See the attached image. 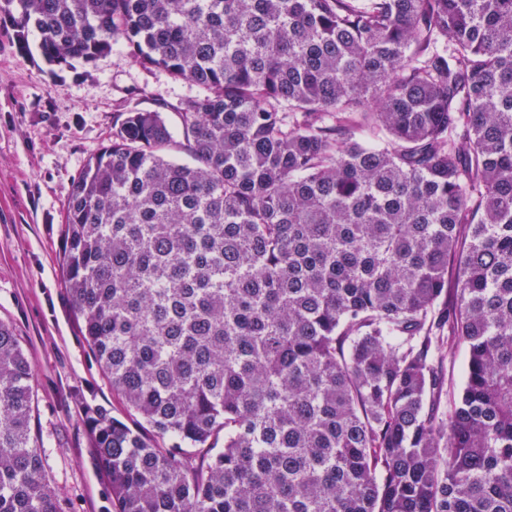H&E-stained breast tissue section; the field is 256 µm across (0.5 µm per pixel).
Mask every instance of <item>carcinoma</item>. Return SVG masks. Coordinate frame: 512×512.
Returning <instances> with one entry per match:
<instances>
[{
    "label": "carcinoma",
    "mask_w": 512,
    "mask_h": 512,
    "mask_svg": "<svg viewBox=\"0 0 512 512\" xmlns=\"http://www.w3.org/2000/svg\"><path fill=\"white\" fill-rule=\"evenodd\" d=\"M19 6L50 64L204 90L178 141L120 113L66 208L113 512H512V0ZM33 377L0 323V512H62Z\"/></svg>",
    "instance_id": "1"
}]
</instances>
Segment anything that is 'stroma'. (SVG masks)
<instances>
[{"label": "stroma", "mask_w": 512, "mask_h": 512, "mask_svg": "<svg viewBox=\"0 0 512 512\" xmlns=\"http://www.w3.org/2000/svg\"><path fill=\"white\" fill-rule=\"evenodd\" d=\"M26 47L0 13V321L34 367V434L66 512H102L108 483L96 466L81 401L111 405L112 390L84 342L60 272L65 212L88 160L112 138L117 113L161 109L181 134V102L198 87L147 70L122 46L94 63L58 67Z\"/></svg>", "instance_id": "obj_1"}]
</instances>
